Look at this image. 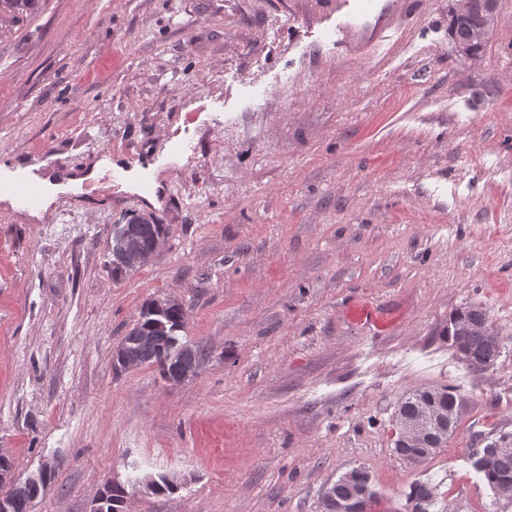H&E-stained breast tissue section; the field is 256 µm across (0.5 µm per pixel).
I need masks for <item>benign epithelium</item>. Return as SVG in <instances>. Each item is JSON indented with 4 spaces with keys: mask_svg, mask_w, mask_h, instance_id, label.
<instances>
[{
    "mask_svg": "<svg viewBox=\"0 0 512 512\" xmlns=\"http://www.w3.org/2000/svg\"><path fill=\"white\" fill-rule=\"evenodd\" d=\"M474 0H451L450 12L457 21L450 37L459 56L475 60L478 54L471 50L473 44L487 42L491 34L498 0H484L481 19L471 21ZM112 256L116 264L127 270L138 268L147 262L151 253L144 249L139 228L134 224H120L115 227L112 237ZM153 343V337L134 332L130 342L115 349L112 356V368L127 371L145 364L142 348ZM176 357L166 364V377L170 381H183L198 372V367L186 368L185 362L201 356L197 346L175 341ZM452 432V421L439 410L435 398H430L426 407L411 419L400 421L398 426V447L414 448L416 452L404 456L415 463L432 454L447 442ZM358 469L354 468L343 475V479L352 485L351 495L340 496L332 487H327L321 499V512H357V506L368 494V486L357 478Z\"/></svg>",
    "mask_w": 512,
    "mask_h": 512,
    "instance_id": "obj_1",
    "label": "benign epithelium"
}]
</instances>
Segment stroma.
Returning <instances> with one entry per match:
<instances>
[{
    "mask_svg": "<svg viewBox=\"0 0 512 512\" xmlns=\"http://www.w3.org/2000/svg\"><path fill=\"white\" fill-rule=\"evenodd\" d=\"M448 0H35L0 17V166L40 159L49 208L0 198V450L32 512H320L360 467L371 512H512L469 460L512 433V0L478 60ZM124 169L122 179L111 173ZM154 218L112 274L113 225ZM185 309L197 374L117 372L150 301ZM374 322L353 321L356 305ZM483 307L504 348L445 331ZM462 399L438 452L393 451L398 399ZM169 475L154 494L135 477ZM140 224V221L137 222ZM137 224H118L115 227L112 237V256L116 264L127 270L112 267V273L116 276L127 273L133 269L138 268L147 262V258L153 256L160 244L163 237L164 230L161 231L163 224L158 221H153L152 224H140L141 233L146 242L149 244L154 234L161 231L159 236L155 239L153 245V254L144 249L142 239L139 233ZM150 259L146 264H148ZM498 335L499 332L497 331ZM495 331L488 328L487 339L492 344L490 345L486 336H470L468 341V348L470 352V360L464 361L470 367L476 370H486L492 367L502 353L501 338ZM470 328L468 323L456 325L455 328V341L462 356H468L469 352L466 348L468 336L470 335ZM500 342L499 345H497ZM497 345V346H496ZM49 463H44L35 472L31 473L23 482L27 484L39 485L44 476L51 471ZM23 482H17L12 490V500L9 494L2 492L0 496V511L9 512H31V509L38 497L41 495L42 487L36 485H27Z\"/></svg>",
    "mask_w": 512,
    "mask_h": 512,
    "instance_id": "35a3bbf8",
    "label": "stroma"
}]
</instances>
